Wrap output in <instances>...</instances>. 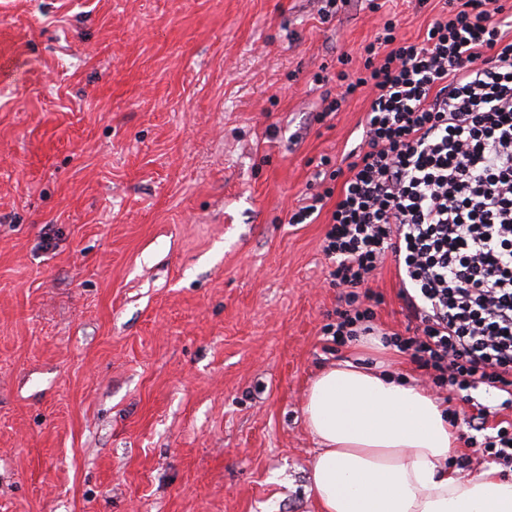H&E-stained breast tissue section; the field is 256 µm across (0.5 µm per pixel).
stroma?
<instances>
[{
    "mask_svg": "<svg viewBox=\"0 0 512 512\" xmlns=\"http://www.w3.org/2000/svg\"><path fill=\"white\" fill-rule=\"evenodd\" d=\"M369 1L0 0V512H318L304 398L352 347L289 213L361 142L313 76ZM369 287L404 332L394 259Z\"/></svg>",
    "mask_w": 512,
    "mask_h": 512,
    "instance_id": "1",
    "label": "stroma"
}]
</instances>
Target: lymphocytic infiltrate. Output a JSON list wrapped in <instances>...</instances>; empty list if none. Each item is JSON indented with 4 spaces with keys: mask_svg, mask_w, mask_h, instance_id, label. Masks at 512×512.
<instances>
[{
    "mask_svg": "<svg viewBox=\"0 0 512 512\" xmlns=\"http://www.w3.org/2000/svg\"><path fill=\"white\" fill-rule=\"evenodd\" d=\"M422 38L397 17L363 48V70L336 72L319 119L368 92L363 143L340 190L303 198L293 224L329 210L323 252L341 309L324 328L337 344L375 332L368 289L398 261L408 334L385 341L449 395L488 387L512 408V8L496 0H437ZM481 456L512 471V423L486 433Z\"/></svg>",
    "mask_w": 512,
    "mask_h": 512,
    "instance_id": "f902f5d3",
    "label": "lymphocytic infiltrate"
}]
</instances>
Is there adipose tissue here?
<instances>
[{"mask_svg":"<svg viewBox=\"0 0 512 512\" xmlns=\"http://www.w3.org/2000/svg\"><path fill=\"white\" fill-rule=\"evenodd\" d=\"M304 413L318 445L307 486L318 512H512V477L462 474L445 406L383 364L324 370Z\"/></svg>","mask_w":512,"mask_h":512,"instance_id":"adipose-tissue-1","label":"adipose tissue"}]
</instances>
